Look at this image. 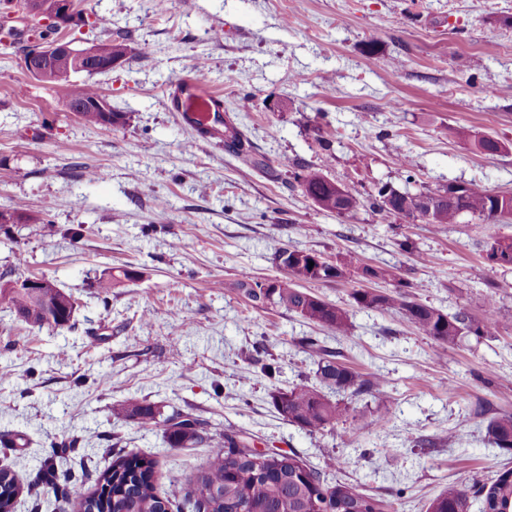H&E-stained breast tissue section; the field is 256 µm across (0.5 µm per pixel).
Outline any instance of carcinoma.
I'll return each instance as SVG.
<instances>
[{
  "label": "carcinoma",
  "instance_id": "carcinoma-1",
  "mask_svg": "<svg viewBox=\"0 0 512 512\" xmlns=\"http://www.w3.org/2000/svg\"><path fill=\"white\" fill-rule=\"evenodd\" d=\"M112 59H124L131 51L127 36L107 35L99 40ZM81 81L62 82L67 98L81 120L91 126H114L123 122L119 112H101L96 101L104 98L92 82L94 71L83 72ZM293 169L294 178L303 192L325 212L343 216L363 206L362 199L330 180L323 172L299 161H285ZM432 202L430 215L422 217L426 224H457L463 215L481 220L512 221V193L493 194L477 183L450 184L435 192L399 191L387 184L370 195V205L382 218L392 215L410 216L415 202ZM17 216L20 224H38L40 213L30 211L22 203L6 210ZM275 259H283L286 275L266 287L262 281L245 276L236 283L239 292L254 306L275 307L293 312L333 333L341 335L348 329L347 312L335 304L297 288L304 281L334 280L344 276L337 264L325 261L313 251L277 247ZM487 259L502 267H512V238L495 237L489 243ZM314 265H309V262ZM362 278L366 282H390L396 290L388 293L359 286L352 289L350 299L360 309H396L419 333L430 337L441 350L457 345L462 338L473 336L480 340L496 335L500 320L496 312L488 310L480 317L462 309L447 314L410 298L403 291L399 269L393 266H365ZM65 299L64 290L56 288L39 298L7 287L0 288V307L13 311L33 310V324L45 325V315L56 310ZM306 351L318 357L315 378L318 385L299 384L289 389L271 392L273 408L288 422L311 434L324 430L341 420L348 407L324 395L319 387L338 392H379L386 381L381 377L366 378L339 362L334 355L322 349L319 340L308 338ZM112 412L142 426L162 432L171 448H187L208 443L210 448L206 468L194 479L196 512H390L391 503L365 495L355 488L338 482L327 484L322 472L304 463L295 455L256 456L238 447L239 434L226 432L218 439H208L198 419L186 413H177L164 420L157 418L153 406L136 400H127L113 407ZM486 433L499 450L512 453V415L502 414L487 421ZM158 461L146 454L116 455L112 466L100 473L97 487L87 491L73 485L65 495L74 499L79 512H170L181 488L174 485L168 491H159L156 484ZM14 471L0 468V512H12L15 499L22 494ZM482 503V512H512V470L501 473L494 481L484 483L476 490ZM469 490L456 485L434 497L427 512H470Z\"/></svg>",
  "mask_w": 512,
  "mask_h": 512
}]
</instances>
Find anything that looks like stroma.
Here are the masks:
<instances>
[{
  "label": "stroma",
  "instance_id": "stroma-1",
  "mask_svg": "<svg viewBox=\"0 0 512 512\" xmlns=\"http://www.w3.org/2000/svg\"><path fill=\"white\" fill-rule=\"evenodd\" d=\"M88 25L74 46L108 32L132 52L95 83L125 121L84 124L63 87L23 66L30 22L0 55V210L23 203L41 224L0 229V277L45 275L75 298L70 324L37 326L0 308V467L32 481L46 469L92 486L115 452L150 453L160 485L179 480L191 512L207 445L169 447L161 432L121 419L133 398L180 411L208 437L239 432L252 448L336 466L345 482L426 512L448 485L474 488L512 469L487 419L512 414V268L489 262L490 238L512 222L461 217L427 224L320 210L284 166L305 159L352 193L410 192L475 182L512 192V0H81ZM204 80L223 99L221 131L205 134L172 99ZM238 132L244 151L225 144ZM491 135L489 155L474 147ZM99 179H90L91 171ZM347 264L345 277L306 283L345 309L339 336L297 314L253 306L242 276L283 277L275 247ZM398 267L412 298L446 313L494 306L497 335L438 351L401 313L353 306L364 265ZM137 279H119L120 269ZM110 283L100 297L99 283ZM314 337L384 389L342 394L345 418L310 434L283 420L273 388L314 380ZM263 355H256V345ZM387 424H380V417ZM68 442L50 457L52 442Z\"/></svg>",
  "mask_w": 512,
  "mask_h": 512
}]
</instances>
